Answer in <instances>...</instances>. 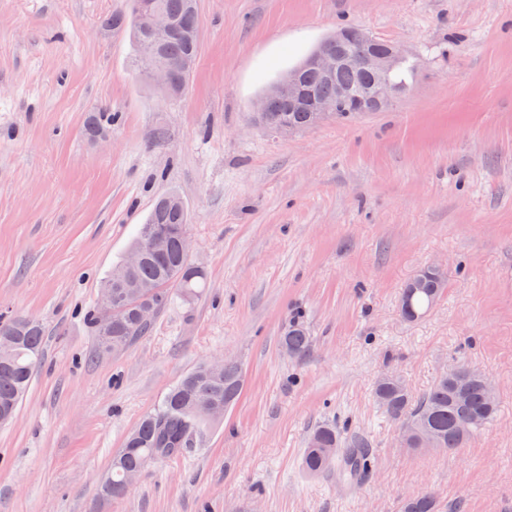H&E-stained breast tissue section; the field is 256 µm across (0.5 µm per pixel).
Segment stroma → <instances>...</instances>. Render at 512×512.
I'll list each match as a JSON object with an SVG mask.
<instances>
[{"mask_svg":"<svg viewBox=\"0 0 512 512\" xmlns=\"http://www.w3.org/2000/svg\"><path fill=\"white\" fill-rule=\"evenodd\" d=\"M127 0H0V314L45 330L16 414L0 425V512H512V0H198L199 53L177 97L145 81ZM345 26L404 48L419 69L380 112L280 135L252 118L286 70ZM118 113L107 136L90 114ZM192 222L197 297L148 335L96 354L84 319L156 196ZM441 266L417 321L405 284ZM300 316V360L279 340ZM236 362L243 391L182 454L126 495L98 486L113 452L187 372ZM482 372L496 420L455 452L405 448L373 389L412 394L458 362ZM368 439L356 489L309 477V430ZM433 271H432V270ZM421 269L408 281L400 298V314L406 321L412 322L423 316L441 297L447 280L439 266H431ZM438 272L440 277L435 273ZM401 512H437V500L433 491L427 490L406 499Z\"/></svg>","mask_w":512,"mask_h":512,"instance_id":"1","label":"stroma"}]
</instances>
